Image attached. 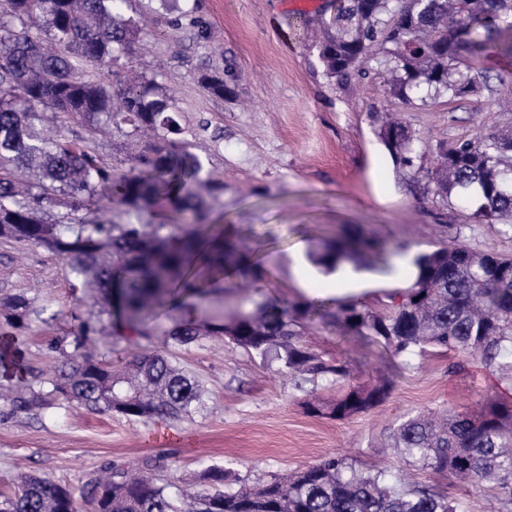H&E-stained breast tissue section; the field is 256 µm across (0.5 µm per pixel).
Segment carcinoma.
I'll use <instances>...</instances> for the list:
<instances>
[{
    "mask_svg": "<svg viewBox=\"0 0 512 512\" xmlns=\"http://www.w3.org/2000/svg\"><path fill=\"white\" fill-rule=\"evenodd\" d=\"M120 0H0V237L21 250L42 248L65 261L71 275L93 288L98 314L112 313V334H141L147 315L182 296H200L203 281L194 264L214 277L249 276L260 282L266 269L230 236L196 231L206 209L195 190L201 171L177 138L181 126L172 98L155 78L127 81L115 70L136 40L137 21L117 12ZM512 0H335L317 19L315 44L330 78L363 79L373 69L387 75V92L406 107L448 96L461 101L484 85L470 56L512 61ZM101 79H86L88 70ZM202 88L222 98L231 88L219 73L200 77ZM112 127L128 138L152 132V141L121 171L92 147L94 135ZM397 167L411 168L420 139L400 123L379 129ZM434 167L418 172L433 199L460 208L466 219L512 224V133L479 132L435 145ZM101 197L132 220L88 223L77 217ZM172 204L184 229L141 220L160 202ZM66 205L55 222L47 210ZM381 238L347 229L312 255L327 272L342 264L361 266L385 251ZM414 281L388 296L380 309L356 302L336 307L345 334L373 336L394 355L408 358L434 349L478 356L489 367L511 372L512 257L457 243L414 257ZM314 300L281 306L248 300L238 314L210 326L184 325L165 334L163 346L135 355L124 369L82 353L101 331L78 319L74 353L62 345L53 379L30 382L15 331L36 312L34 300L0 297V329L10 362L23 374L18 411L78 403L93 413L133 420H175L202 405L203 385L173 358L172 347L223 335L228 342L295 380L339 388L336 400L312 397L307 411L343 420L381 404L391 384L353 382L347 363L325 360L302 341L304 319ZM406 467L450 475L473 486L493 483L512 507V405L485 403L474 412L415 414L389 435ZM230 471L211 466L200 487L188 491L161 478L134 474L114 463L109 476L90 481L80 493L48 476L22 474L0 512H76L77 498L94 512H462L433 485H411L379 469L360 470L329 455L283 477L236 491L225 490Z\"/></svg>",
    "mask_w": 512,
    "mask_h": 512,
    "instance_id": "carcinoma-1",
    "label": "carcinoma"
}]
</instances>
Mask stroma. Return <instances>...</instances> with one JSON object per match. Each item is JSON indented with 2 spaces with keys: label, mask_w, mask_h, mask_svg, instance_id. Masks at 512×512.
<instances>
[{
  "label": "stroma",
  "mask_w": 512,
  "mask_h": 512,
  "mask_svg": "<svg viewBox=\"0 0 512 512\" xmlns=\"http://www.w3.org/2000/svg\"><path fill=\"white\" fill-rule=\"evenodd\" d=\"M289 2L197 0L196 15L207 25L203 39L189 22L174 26L165 15L145 23L133 70L163 84L190 153L203 173L224 182L223 192L206 198L208 230L246 239L269 276L253 289L239 278L225 280L203 301L189 298L182 309L159 311L147 324L148 338L106 335L96 352L121 366L143 348L160 346L176 324L222 322L254 290L281 304L320 301V313L306 322L304 342L323 358H344L357 382L389 380L392 391L368 412L344 420L317 417L304 407L308 393L277 366L209 336L174 350L201 379L202 406L181 420L144 423L76 404L10 412L18 377L0 364V491L11 489L21 468L77 490L112 463L140 469L157 458L165 463L161 478L183 489L198 487L202 472L214 465L230 468L237 483L258 485L332 454L411 483L436 481L465 512H498L497 488L434 479L430 471L403 466L386 442L393 425L410 413H461L492 399L512 404V378L475 356L403 360L374 337L341 335L327 318L338 303L328 293L337 278L310 255L343 224L362 225L410 259L453 243L512 255L511 227L475 224L458 208L434 202L412 173L393 164L378 137V118L388 113L429 146L481 131H512V111L502 106L512 97V82H499L496 71L476 58L472 65L487 74L489 90L457 102L442 97L403 107L378 75L328 77L300 21L316 19L329 0L304 8ZM215 68L231 88L221 99L199 83ZM6 294L26 295L41 308L28 321L21 351L27 367L51 377L60 358L55 346L70 341L76 317L90 310L91 289L50 252L21 256L0 237V295Z\"/></svg>",
  "instance_id": "obj_1"
}]
</instances>
